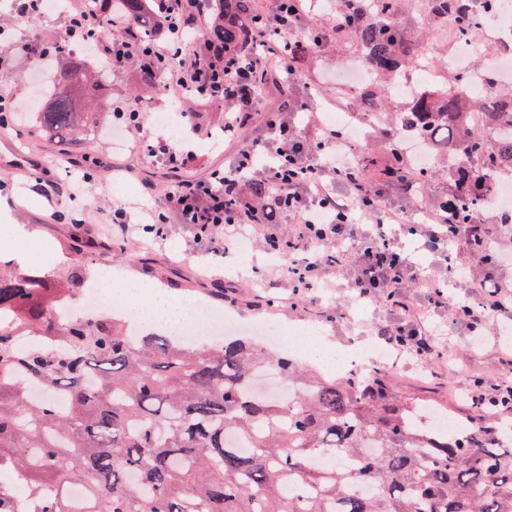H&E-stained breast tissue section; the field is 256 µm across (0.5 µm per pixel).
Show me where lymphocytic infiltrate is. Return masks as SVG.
<instances>
[{"instance_id":"obj_1","label":"lymphocytic infiltrate","mask_w":512,"mask_h":512,"mask_svg":"<svg viewBox=\"0 0 512 512\" xmlns=\"http://www.w3.org/2000/svg\"><path fill=\"white\" fill-rule=\"evenodd\" d=\"M164 24L161 35L148 45L125 39H104L96 27L99 9L74 12L68 21L67 40L93 42L112 60L113 71L164 64L168 83L198 96L223 102L224 137L239 148L224 169L196 183L167 188L163 204L153 210L157 226L171 217L198 226L200 232L221 230L234 240L250 229H258L266 242H281L282 217L296 220L302 242L301 258L292 259L289 279L308 288L324 287L331 272L338 270L342 256L353 253L356 299L380 300L396 322L377 326L376 335L387 345L411 351L420 359H439L443 353L433 334L420 322L421 307L405 292L408 283L430 289L429 301L445 305V296L435 280L413 266L405 256L403 235L415 236L418 247L430 254L447 255L450 249L472 251L485 264L498 254L492 239L479 224H447L439 218L409 226L398 232V219L382 194H367L355 171L344 160L352 143L322 118H310L306 128L295 123L298 113L309 111L306 103L264 111L260 73L277 70L291 73L288 58L281 53L294 35L287 18L298 8L283 12L281 0H272L242 48L225 54L222 48L187 39L206 25L207 10L202 0H154ZM143 155L177 171L193 159L164 135L148 131L142 114L126 113ZM263 181L274 193L258 205L249 193L254 181ZM344 182L346 195L335 190ZM475 301L450 307L452 323L471 330H491L495 321L512 317V289L483 279Z\"/></svg>"}]
</instances>
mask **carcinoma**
I'll use <instances>...</instances> for the list:
<instances>
[{
  "label": "carcinoma",
  "instance_id": "1",
  "mask_svg": "<svg viewBox=\"0 0 512 512\" xmlns=\"http://www.w3.org/2000/svg\"><path fill=\"white\" fill-rule=\"evenodd\" d=\"M108 2L107 38L154 40L158 21L146 0ZM205 2L210 25L202 42L227 53L263 14L256 0ZM431 2L458 40L481 25L470 0ZM330 5L342 23L330 33L299 21L288 43L296 81L284 88L272 81L266 92L278 99L311 89L314 43L352 39L372 84L346 99L360 102L363 120L387 126L382 180L405 193L426 186L431 171L415 166L401 144L406 136L423 141L448 158V192L439 202L451 204V213L440 216L479 223L484 201L512 174V93L479 81L488 69L472 68L449 88L425 85L400 112L374 109L405 69L421 65L432 78L428 43L405 26L403 0ZM118 15L136 27L115 32L109 18ZM57 57V82L66 87L96 91L112 73L110 59L91 72L67 50ZM475 110L487 116L479 129L470 125ZM38 123L65 144L94 131L96 119L74 111L64 95L38 113ZM352 166L365 190H378L367 179L377 166L369 153L356 151ZM76 286L73 275L48 288L38 275L0 268V472H24L17 484L0 485V512H512V439L501 440L491 408L455 436H440L419 423V405L391 389L383 368L310 377L292 358L246 338L220 346L132 338L119 321L59 316L57 299ZM16 336L33 343L17 349ZM48 337L63 339L66 349H54ZM267 368L299 395L258 396L254 378ZM30 382L43 388L42 399H27ZM235 438L250 452H240ZM336 456L357 466L314 464ZM60 474L86 487L88 507L75 506L54 482Z\"/></svg>",
  "mask_w": 512,
  "mask_h": 512
}]
</instances>
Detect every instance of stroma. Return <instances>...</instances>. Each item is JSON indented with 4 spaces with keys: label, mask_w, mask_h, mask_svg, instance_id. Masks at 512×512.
Returning a JSON list of instances; mask_svg holds the SVG:
<instances>
[{
    "label": "stroma",
    "mask_w": 512,
    "mask_h": 512,
    "mask_svg": "<svg viewBox=\"0 0 512 512\" xmlns=\"http://www.w3.org/2000/svg\"><path fill=\"white\" fill-rule=\"evenodd\" d=\"M66 28L64 11L49 10L20 21L0 0V38L33 47L27 56L0 65V92L12 97L21 114L20 122L0 135L1 260L20 251L26 256L20 269H38L52 278L74 273L86 283L102 271L117 270L134 277L142 288L151 284L179 298L191 292L205 297L237 324L248 326L271 316L291 327L315 324L322 337L339 344L367 339L370 325L392 321L382 302L350 305L353 258H346L330 287L307 290L285 279L289 254L271 251L259 233L251 237L244 254L225 251L220 236L210 242L196 240L192 225L175 221L163 236L149 238L144 225L161 199L147 196L146 185L201 180L232 160L235 143L216 147L208 137L223 126L224 106L218 101L197 103L196 115L184 121L181 143L194 159L177 172L147 163L133 151L117 153L112 147L116 121L109 116L92 141L51 142L39 132L36 113L59 86L40 54L60 41ZM353 60L348 40L313 56L310 72L319 106L335 102L344 86L340 75ZM82 174L87 177L83 183L78 180ZM117 208L126 211L130 226L122 257L104 230ZM18 224L27 229L26 237L17 236ZM408 254L416 266L446 285V306L425 311V323L443 357L423 361L400 353L392 385L404 397L428 401L430 412L466 421L472 377L498 376L512 366V353L491 342L477 343L465 325L448 320L449 306L471 302L479 291L473 276L477 267L468 254L453 249L444 260L413 248Z\"/></svg>",
    "instance_id": "obj_1"
}]
</instances>
